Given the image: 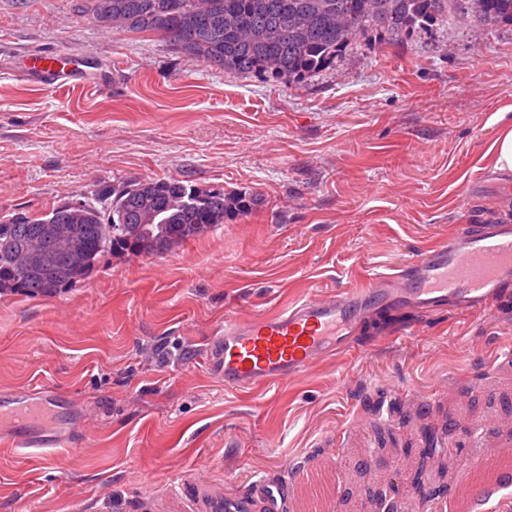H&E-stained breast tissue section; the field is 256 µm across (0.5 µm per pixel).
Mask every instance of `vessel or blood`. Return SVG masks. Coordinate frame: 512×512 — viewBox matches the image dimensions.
<instances>
[{
    "label": "vessel or blood",
    "mask_w": 512,
    "mask_h": 512,
    "mask_svg": "<svg viewBox=\"0 0 512 512\" xmlns=\"http://www.w3.org/2000/svg\"><path fill=\"white\" fill-rule=\"evenodd\" d=\"M48 85L81 80L78 72L59 70L53 57L41 56L31 69ZM512 289V223L463 224L448 241L426 249L413 261L376 274L361 287L344 288L328 297H308L287 310L242 319L225 317L209 343L208 370L225 388L237 392L271 386L301 376L334 360L350 348L363 320L373 311L442 308L478 311ZM55 395L45 388L28 389L12 407L0 408V422L10 430L0 443L59 461L77 442L71 427H58L46 416ZM201 500L179 512H250L248 500L225 497L208 481L198 484ZM270 512H308L301 494H284L281 486H258Z\"/></svg>",
    "instance_id": "vessel-or-blood-1"
}]
</instances>
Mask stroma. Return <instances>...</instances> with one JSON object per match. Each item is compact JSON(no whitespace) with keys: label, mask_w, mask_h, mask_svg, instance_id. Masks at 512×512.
Instances as JSON below:
<instances>
[{"label":"stroma","mask_w":512,"mask_h":512,"mask_svg":"<svg viewBox=\"0 0 512 512\" xmlns=\"http://www.w3.org/2000/svg\"><path fill=\"white\" fill-rule=\"evenodd\" d=\"M85 0H0V220L127 177L173 176L263 203L158 256H102L51 296L0 295V398L48 387L79 407L62 463L0 445V512H170L203 478L286 491L293 462L346 475L344 448L415 447V424L476 426L512 400V290L438 311L390 343L251 393L204 367L225 316L329 296L512 220L494 144L512 123V25L468 18L362 41L332 69L271 85L161 38L93 23ZM89 70L26 79L33 52Z\"/></svg>","instance_id":"1"}]
</instances>
